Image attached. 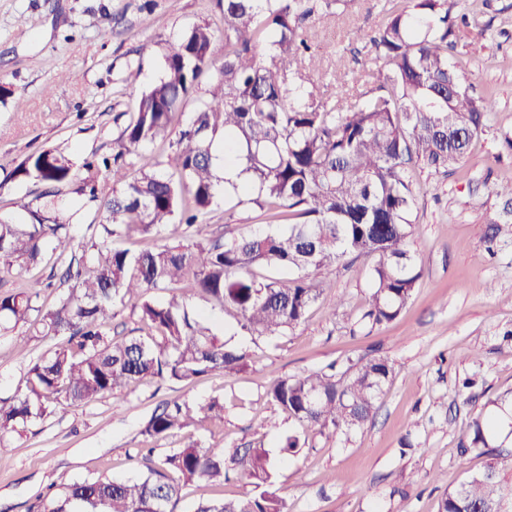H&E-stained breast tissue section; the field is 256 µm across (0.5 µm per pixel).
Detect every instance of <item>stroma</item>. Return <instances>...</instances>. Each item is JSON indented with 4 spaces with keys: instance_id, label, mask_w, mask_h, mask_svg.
Returning <instances> with one entry per match:
<instances>
[{
    "instance_id": "35a3bbf8",
    "label": "stroma",
    "mask_w": 512,
    "mask_h": 512,
    "mask_svg": "<svg viewBox=\"0 0 512 512\" xmlns=\"http://www.w3.org/2000/svg\"><path fill=\"white\" fill-rule=\"evenodd\" d=\"M218 0H0V216L26 221L17 200L42 203L43 185L11 178L28 155L53 149L72 160L63 198L75 205L74 240L88 243L100 223L99 201L111 196L105 170H86L90 156L111 157L141 93L161 75L168 45L193 25L215 31L211 52L224 59ZM407 0H353L345 15L311 19L315 50L339 68L343 81L312 79L337 103L371 84L356 59L355 30L371 33L390 5ZM458 37L448 59L473 95L495 106L473 150L448 168H415L410 248L423 270L398 317L377 327L362 322L371 294L370 260L339 261L322 277L306 319L278 336L242 329L236 312L194 297L213 332L251 354V367L214 373L190 385L152 381L126 395L63 407L0 450V512H27L49 485L75 480L139 478L140 451L154 461L190 441L207 448L260 443L274 461L273 488L290 512H437V504L490 455L461 454L469 425L493 413L492 402L512 391V215L490 185L512 183V0H448ZM94 180L98 200L78 194ZM246 205L217 201L210 239L262 230ZM32 340L17 350L0 335V397L12 396L30 363L50 348ZM361 357L394 369L373 417L350 435L319 433L288 420L266 395L276 379L334 368L346 377ZM224 402L223 420L153 439L144 428L166 401ZM297 433L303 446L284 457L278 444Z\"/></svg>"
}]
</instances>
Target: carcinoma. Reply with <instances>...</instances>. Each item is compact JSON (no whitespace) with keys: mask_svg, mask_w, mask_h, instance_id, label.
Segmentation results:
<instances>
[{"mask_svg":"<svg viewBox=\"0 0 512 512\" xmlns=\"http://www.w3.org/2000/svg\"><path fill=\"white\" fill-rule=\"evenodd\" d=\"M218 0L224 25V62L211 57L214 30L207 24L184 32L163 55L162 74L142 92L113 148L102 159L115 188L102 207L106 222L90 224L91 245L76 254L66 208L59 204L72 162L53 150L28 155L11 172L46 186L48 201L29 222L0 220V273L23 281L0 294V330L23 323L30 338L66 337L34 361L10 398H0V447L62 406L123 394L151 380L191 383L210 373L231 376L248 368L249 354L230 348L188 308L199 294L235 310L243 327L266 336L296 328L319 296L316 278L343 257L373 258L363 318L375 325L395 319L422 277L409 249L415 197L411 170L446 168L465 156L494 109L475 97L448 62L456 26L448 0H410L392 8L372 34L362 67L373 84L336 106L320 98L308 73L324 70L312 51L318 35L304 26L312 15L336 14L349 0ZM204 98L186 122L176 118L201 83ZM168 143L163 162L146 149ZM224 163L242 168L251 183L234 190L238 203L288 227L264 234L205 242L202 226L224 178ZM139 163L128 172L126 157ZM179 223H174V220ZM173 228L180 240L132 253L112 238L148 237ZM43 264L64 268L71 283L48 307L37 305L43 288L28 278ZM265 268L288 272L284 281L257 277ZM187 283L162 301L158 288ZM139 301L142 335L112 339L105 326L118 306ZM393 367L381 358L360 359L345 379L312 371L275 380L268 397L298 422L349 433L373 414ZM224 418V401L168 403L145 426L153 439ZM470 447L492 448L493 420L470 425ZM273 462L263 445L227 452L189 442L148 467L141 479L98 478L51 486L29 512H173L187 483L246 479L257 493L206 499L193 512H288L269 490ZM437 512H512V488L489 464L438 503Z\"/></svg>","mask_w":512,"mask_h":512,"instance_id":"1","label":"carcinoma"}]
</instances>
